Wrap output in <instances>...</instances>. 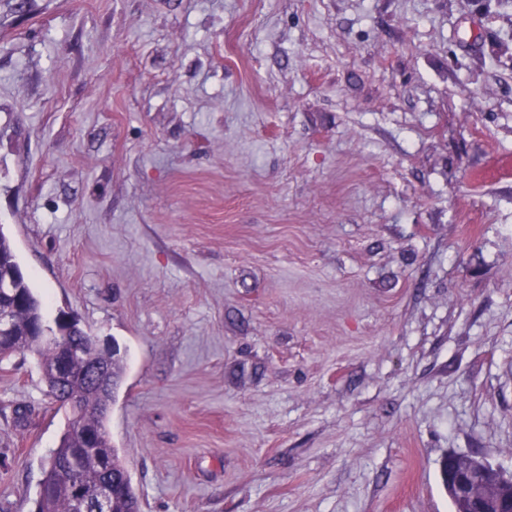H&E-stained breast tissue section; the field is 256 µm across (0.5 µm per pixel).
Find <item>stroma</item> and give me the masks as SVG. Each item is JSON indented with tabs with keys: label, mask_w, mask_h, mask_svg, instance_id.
<instances>
[{
	"label": "stroma",
	"mask_w": 512,
	"mask_h": 512,
	"mask_svg": "<svg viewBox=\"0 0 512 512\" xmlns=\"http://www.w3.org/2000/svg\"><path fill=\"white\" fill-rule=\"evenodd\" d=\"M0 232L124 352L141 512H453L448 452L512 473L507 0H0ZM46 390L0 361V512Z\"/></svg>",
	"instance_id": "obj_1"
}]
</instances>
